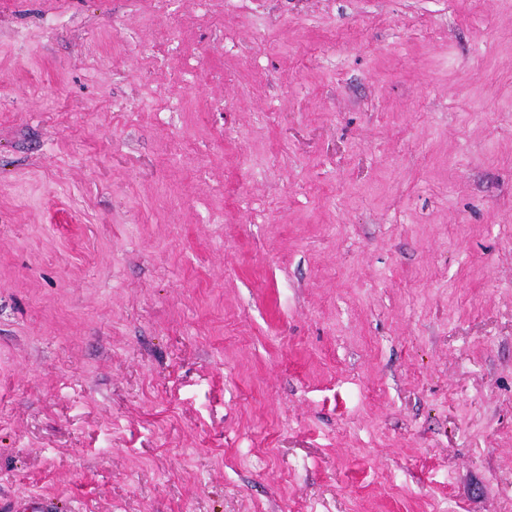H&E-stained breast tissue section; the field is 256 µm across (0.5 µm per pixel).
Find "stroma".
<instances>
[{
    "label": "stroma",
    "instance_id": "stroma-1",
    "mask_svg": "<svg viewBox=\"0 0 512 512\" xmlns=\"http://www.w3.org/2000/svg\"><path fill=\"white\" fill-rule=\"evenodd\" d=\"M34 494L512 512V0H0Z\"/></svg>",
    "mask_w": 512,
    "mask_h": 512
}]
</instances>
